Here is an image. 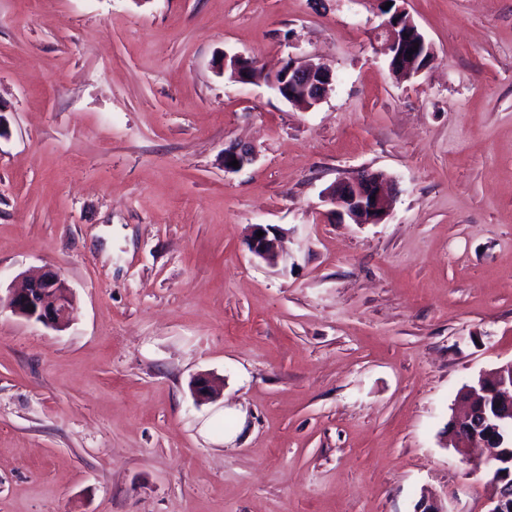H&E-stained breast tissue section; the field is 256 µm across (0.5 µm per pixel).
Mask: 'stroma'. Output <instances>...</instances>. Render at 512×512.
<instances>
[{
	"label": "stroma",
	"instance_id": "obj_1",
	"mask_svg": "<svg viewBox=\"0 0 512 512\" xmlns=\"http://www.w3.org/2000/svg\"><path fill=\"white\" fill-rule=\"evenodd\" d=\"M398 4L435 55L401 82L381 0H0V292L75 306L0 310V512H487L444 431L512 360V0ZM227 53L335 82L300 109ZM359 170L382 223L324 198ZM258 231L264 232L262 237H257ZM278 231L271 225L254 224L248 239V248L256 257L272 267L285 263L288 256L279 251L277 247ZM27 321L61 330L68 326L74 312L69 286L54 270H43L29 277L23 288L3 298L0 308Z\"/></svg>",
	"mask_w": 512,
	"mask_h": 512
}]
</instances>
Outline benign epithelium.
<instances>
[{"label":"benign epithelium","instance_id":"benign-epithelium-1","mask_svg":"<svg viewBox=\"0 0 512 512\" xmlns=\"http://www.w3.org/2000/svg\"><path fill=\"white\" fill-rule=\"evenodd\" d=\"M417 26L399 9L384 22L377 37L384 41L390 54L391 74L408 80L419 73L416 64L425 59L424 65L434 60V51L425 37L414 40L412 33ZM414 53H409L413 47ZM218 69L230 73V78L241 83H264L293 105L310 109L319 104L331 89L334 78L330 71L313 64L287 62L281 69L269 73L256 61L241 55H224ZM238 161V167L229 165ZM255 152L247 147H230L224 150V170L235 172L250 165ZM327 200L335 206V213L348 216L356 224H380L388 216L390 196L387 179L381 173L358 172L345 177L326 191ZM264 232L261 237L258 232ZM278 231L271 225L254 224L248 239L250 252L266 264L276 267L288 260L277 247ZM28 321L48 328L61 330L68 326L74 312L69 286L54 270H43L29 277L23 288L0 296V308ZM460 398L467 405L463 419L452 422L456 444L454 451L463 460L480 469L485 460L473 455L475 448H491L489 460L508 457L507 443L512 441V361L498 367L492 376H479L460 390ZM493 486L488 512H512V471L502 474L489 470Z\"/></svg>","mask_w":512,"mask_h":512}]
</instances>
